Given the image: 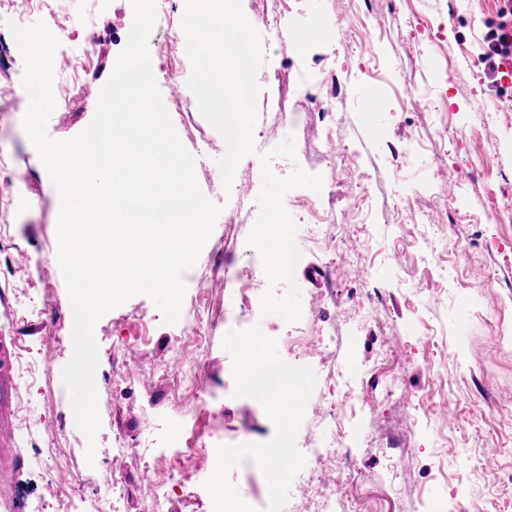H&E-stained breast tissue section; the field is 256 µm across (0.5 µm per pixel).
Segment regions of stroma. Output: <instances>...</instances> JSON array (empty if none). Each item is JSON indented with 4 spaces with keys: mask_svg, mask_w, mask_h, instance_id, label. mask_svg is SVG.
<instances>
[{
    "mask_svg": "<svg viewBox=\"0 0 512 512\" xmlns=\"http://www.w3.org/2000/svg\"><path fill=\"white\" fill-rule=\"evenodd\" d=\"M261 31L262 66L255 154L244 157L231 186L216 161L222 136L201 115L187 85L191 64L181 20L185 0H155L149 40L156 70L176 71L181 87L157 85L173 127L195 156L203 193L222 211L196 264L185 272L183 308H197L209 340L186 348L206 399L160 379L178 366V327L164 323L144 295L131 297L95 325L100 428L93 460L71 413L62 372L73 354L71 301L57 249L59 194L27 138L24 62L5 26L44 21L67 65H54L56 107L47 123L55 139L72 138L92 121L97 89L110 77L133 22L129 0H5L0 5V260L13 270L0 280V370L17 393L4 427L13 453L4 462L0 512H42L58 499L70 512H112L104 478L125 483L123 512H211L203 483L210 451L240 434L268 441L274 426L259 402L235 396L232 360L222 345L233 318L235 288L261 261L246 245L256 220L261 154L293 140L295 159L273 157L279 176L294 167L325 177L320 202L325 230L341 241L327 252L299 224L302 257L284 296L300 291L303 316L287 323L259 318L286 362L309 364L318 382L297 434L299 449L330 437L320 421L326 396L350 384L344 412L346 460L320 470L350 512H512V94L481 61L483 37L499 0H241ZM281 28L278 41L264 31ZM306 44H299L301 33ZM87 91L76 97L75 83ZM328 101L314 110L313 95ZM462 172L456 187L449 169ZM447 223V235L438 226ZM42 260L44 273L33 270ZM386 290L370 302L365 280ZM341 339L331 350L294 353V336ZM125 339L126 383L112 391L109 345ZM408 396L407 403L394 390ZM196 430L205 452L168 466L175 490L154 507V450ZM127 451L115 455L116 439Z\"/></svg>",
    "mask_w": 512,
    "mask_h": 512,
    "instance_id": "stroma-1",
    "label": "stroma"
}]
</instances>
